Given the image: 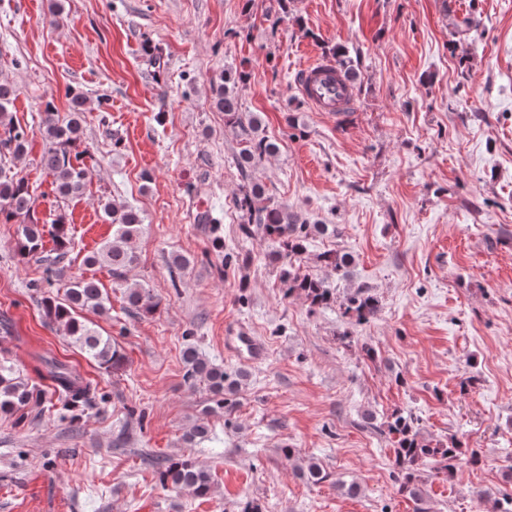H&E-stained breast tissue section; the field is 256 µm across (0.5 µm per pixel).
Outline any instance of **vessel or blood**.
<instances>
[{
    "mask_svg": "<svg viewBox=\"0 0 512 512\" xmlns=\"http://www.w3.org/2000/svg\"><path fill=\"white\" fill-rule=\"evenodd\" d=\"M336 65L331 60H321L302 65L298 69L297 84L303 98L317 112L335 113L343 111L351 102V89L348 84L331 83ZM224 349L246 363L261 361L265 356V346L244 328L227 330Z\"/></svg>",
    "mask_w": 512,
    "mask_h": 512,
    "instance_id": "obj_1",
    "label": "vessel or blood"
}]
</instances>
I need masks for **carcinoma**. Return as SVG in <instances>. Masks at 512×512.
Returning a JSON list of instances; mask_svg holds the SVG:
<instances>
[{
    "mask_svg": "<svg viewBox=\"0 0 512 512\" xmlns=\"http://www.w3.org/2000/svg\"><path fill=\"white\" fill-rule=\"evenodd\" d=\"M335 64L353 81L359 73L349 51L337 46L331 51ZM248 73L239 71L224 73L220 82L213 85L212 104L224 113L225 127L234 130L239 137L240 150L236 157L242 173L254 171L265 158L276 153L278 146L265 130V122L259 112H242L233 86L244 83ZM16 88L0 82V148L3 155L14 158L24 156L28 144V132L16 127L7 119L8 107L15 100ZM69 106L64 117H59L53 102L45 104L43 133L47 141L41 164L52 177L53 191L63 200L82 197L91 181V170L76 151L81 142L85 121V98L73 90L68 92ZM243 224L245 236L257 233L278 244V249L267 255L268 263L276 265L279 281L285 295L296 294L309 302L310 306H327L336 302L333 289L317 276L303 274L296 269L291 259L302 255L308 240L336 229L326 224H311L297 212L272 201L266 195L262 183L249 179L234 199ZM104 217L112 224V238L96 252L87 255L88 266L109 267L112 277L125 280L126 272L138 262L133 242L142 230L144 217L140 210L120 205L110 199L100 201ZM18 224L16 250L23 258H37L47 264L49 277H59L63 270L57 264L71 249L72 234L64 215L60 214L51 227L40 223L35 217V199L27 180L18 173L0 167V224ZM50 236L53 248L44 249V237ZM320 266L337 274L348 269L352 257L339 250H329L317 257ZM130 307L146 314H153L158 302L149 291L137 283L125 288ZM43 306L47 316L58 326L69 344L88 359L104 369H117L125 362L121 349L112 337L102 335L95 324L85 320L80 312L86 309L105 314L110 309V300L104 289L94 279L77 278L69 282L64 298L45 297ZM379 301L368 291L359 289L341 303L342 314L354 325L371 319L378 311ZM185 378L204 384L213 397L210 410L222 409L228 404V396L235 393L244 379V374H230L212 363L193 343L182 350ZM47 377L64 406L76 409L85 403L92 393V384L85 380L77 369L62 361H47ZM44 392L30 382L14 363L0 358V413L16 417L23 422L28 409L42 403ZM388 434L395 441V469L399 491L408 495L416 504V512H430L420 486L421 467L431 464L433 469L450 478L455 477L465 466H477V453L464 448L457 439L448 440V445L433 443L421 436L414 427V420L394 412L386 422ZM210 428L204 421L195 423L185 434V441L196 444L209 438ZM285 458L293 462V470L314 483L328 478L322 466L314 459L296 463L295 449H283ZM158 481L163 486L187 490L197 497L208 495L213 487V474L190 458H167L157 463Z\"/></svg>",
    "mask_w": 512,
    "mask_h": 512,
    "instance_id": "obj_1",
    "label": "carcinoma"
}]
</instances>
